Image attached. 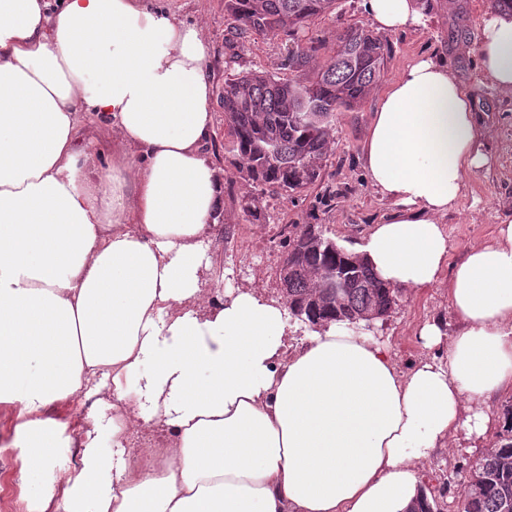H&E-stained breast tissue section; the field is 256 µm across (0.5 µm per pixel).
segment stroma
I'll use <instances>...</instances> for the list:
<instances>
[{
  "label": "stroma",
  "instance_id": "1",
  "mask_svg": "<svg viewBox=\"0 0 512 512\" xmlns=\"http://www.w3.org/2000/svg\"><path fill=\"white\" fill-rule=\"evenodd\" d=\"M165 4L177 18L205 24L214 92H221L225 79L239 73L259 70L285 76L288 39L284 35L237 39L231 19L224 14V0H165ZM425 7L426 24L382 33L388 53L384 74L359 106L337 113L335 142L318 182L287 198L272 192L256 194L238 177L225 181L222 222L204 237L214 260V274L223 280V291L250 289L269 298L281 296L275 273L286 251L285 242L279 237L271 251L257 249L254 237L258 223L244 208L251 198H258L270 223L320 224L343 247L361 242L373 225L393 212L392 203L367 177L363 144L387 84L419 57H445L482 117L478 144L490 159L487 167L468 176L459 204L441 220L450 262L461 260L468 247L492 233L500 217L512 214V94L486 83L479 63L478 43L489 14L487 0H426ZM368 23L363 0H338L335 18L314 21L311 28L316 38L331 45L338 28ZM77 131L84 149L92 153L93 164L105 166L112 146L111 130L81 112ZM435 317L444 320L448 332H455L444 281L414 294H400L391 313L373 322L371 333L390 345L400 368L407 370L429 356L417 332L424 321ZM20 423L17 407L0 403V512H52L49 506L32 499ZM479 457V452L451 440L422 462V486L442 512H457L464 485Z\"/></svg>",
  "mask_w": 512,
  "mask_h": 512
}]
</instances>
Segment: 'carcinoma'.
I'll list each match as a JSON object with an SVG mask.
<instances>
[{
  "label": "carcinoma",
  "instance_id": "obj_1",
  "mask_svg": "<svg viewBox=\"0 0 512 512\" xmlns=\"http://www.w3.org/2000/svg\"><path fill=\"white\" fill-rule=\"evenodd\" d=\"M337 0H224L241 38L288 34V77L247 72L224 82V122L232 138L235 174L259 191L292 197L315 184L334 142L336 113L356 108L384 73L383 40L363 26L336 34V46L310 36V25L336 11ZM325 59L314 62L319 51ZM288 314L325 318L349 328L386 316L399 290L379 281L319 224L293 226L286 238ZM460 512H512V424L499 452L479 459L462 494Z\"/></svg>",
  "mask_w": 512,
  "mask_h": 512
}]
</instances>
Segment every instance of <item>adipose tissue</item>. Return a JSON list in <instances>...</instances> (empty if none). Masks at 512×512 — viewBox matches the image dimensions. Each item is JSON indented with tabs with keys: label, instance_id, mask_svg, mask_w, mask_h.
I'll list each match as a JSON object with an SVG mask.
<instances>
[{
	"label": "adipose tissue",
	"instance_id": "obj_1",
	"mask_svg": "<svg viewBox=\"0 0 512 512\" xmlns=\"http://www.w3.org/2000/svg\"><path fill=\"white\" fill-rule=\"evenodd\" d=\"M377 30L422 24V0H366ZM512 93V14L479 41ZM210 45L160 0H0V402L18 407L29 482L55 512H416L420 462L449 440L488 448L512 397V216L455 265L440 222L488 164L467 91L422 57L383 93L364 142L396 206L354 252L400 291L448 280L461 328L425 322L401 372L382 342L332 322L298 349L284 305L239 290L198 309L224 209ZM112 130L89 171L76 115ZM111 387L79 439L49 405ZM167 429L133 468L126 422ZM112 437L102 455L98 440ZM82 455L64 490L57 449Z\"/></svg>",
	"mask_w": 512,
	"mask_h": 512
}]
</instances>
